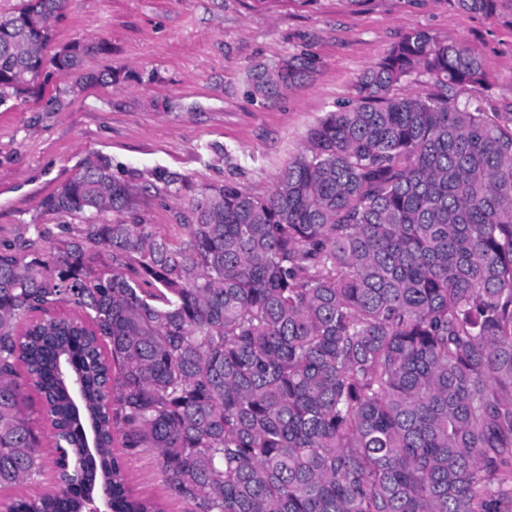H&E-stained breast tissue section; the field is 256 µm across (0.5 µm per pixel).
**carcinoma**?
<instances>
[{
	"label": "carcinoma",
	"instance_id": "obj_1",
	"mask_svg": "<svg viewBox=\"0 0 512 512\" xmlns=\"http://www.w3.org/2000/svg\"><path fill=\"white\" fill-rule=\"evenodd\" d=\"M65 3L0 13V105L43 73L73 93L112 77L83 71L103 43L47 52ZM296 72L265 68L253 93ZM421 74L428 93L398 92ZM486 85L463 42L408 31L268 195L213 186L178 239L107 157L83 159L42 201L86 219L56 254L42 225L0 244V489L43 476L44 437L68 457L56 490L5 512L106 491L112 512H155L117 436L193 512H512V102ZM59 303L83 316H48ZM21 367L61 430L35 427Z\"/></svg>",
	"mask_w": 512,
	"mask_h": 512
}]
</instances>
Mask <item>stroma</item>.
Wrapping results in <instances>:
<instances>
[{"label": "stroma", "mask_w": 512, "mask_h": 512, "mask_svg": "<svg viewBox=\"0 0 512 512\" xmlns=\"http://www.w3.org/2000/svg\"><path fill=\"white\" fill-rule=\"evenodd\" d=\"M413 29L464 42L483 60V98L512 97V0L491 18L454 0H69L54 47L105 42L85 69L111 71L112 82L71 96L73 76L56 74L0 106V243L33 237L37 224L76 223L41 202L94 152L133 177L145 223L174 238L212 186L269 194L310 126L354 99L362 72ZM291 60L308 63L294 82L252 95L256 70ZM56 93L62 107L45 111ZM114 453L133 494L159 512H190L148 451Z\"/></svg>", "instance_id": "35a3bbf8"}]
</instances>
